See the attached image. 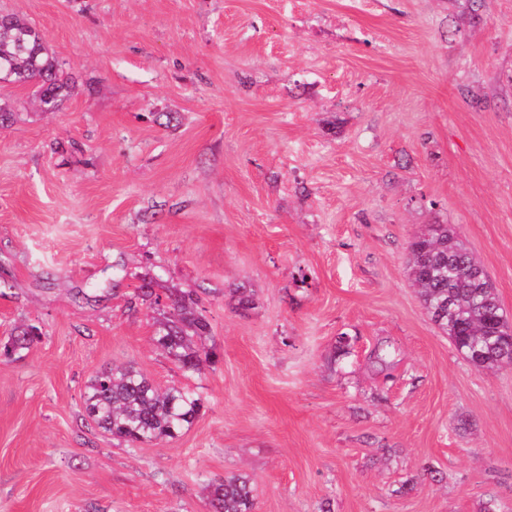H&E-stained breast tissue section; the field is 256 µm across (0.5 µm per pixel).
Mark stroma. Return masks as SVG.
<instances>
[{
  "mask_svg": "<svg viewBox=\"0 0 512 512\" xmlns=\"http://www.w3.org/2000/svg\"><path fill=\"white\" fill-rule=\"evenodd\" d=\"M1 13L74 89L45 112L0 82V346L40 331L0 349V512H211L238 474L255 512H512V368L472 367L408 270L416 231L455 225L512 319V0ZM146 279L199 294L214 365L155 345ZM115 364L197 393L189 429L130 445L90 424Z\"/></svg>",
  "mask_w": 512,
  "mask_h": 512,
  "instance_id": "stroma-1",
  "label": "stroma"
}]
</instances>
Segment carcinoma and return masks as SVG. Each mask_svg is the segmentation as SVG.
Instances as JSON below:
<instances>
[{"label": "carcinoma", "instance_id": "1", "mask_svg": "<svg viewBox=\"0 0 512 512\" xmlns=\"http://www.w3.org/2000/svg\"><path fill=\"white\" fill-rule=\"evenodd\" d=\"M36 83L41 108L56 112L73 86L60 72L45 34L14 15H0V82ZM410 275L431 319L464 359L483 370L512 364V343L501 333L512 329L488 277L474 280L479 262L450 224H428L409 242ZM140 304L166 302L169 315L158 324L155 341L186 373H199L216 354L198 347L194 338L211 325L191 294H160L152 281L137 288ZM373 365L390 376L394 356L380 344L370 354ZM86 413L97 427L127 443L175 439L197 418L201 398L184 387L158 388L130 366L117 365L93 376L84 396ZM215 512H254V489L248 477L233 475L210 487Z\"/></svg>", "mask_w": 512, "mask_h": 512}]
</instances>
